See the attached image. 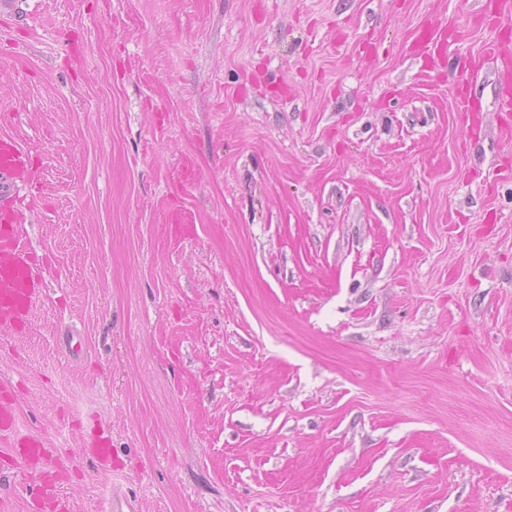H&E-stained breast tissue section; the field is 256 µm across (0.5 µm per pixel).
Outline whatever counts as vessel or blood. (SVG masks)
Instances as JSON below:
<instances>
[{"label":"vessel or blood","mask_w":512,"mask_h":512,"mask_svg":"<svg viewBox=\"0 0 512 512\" xmlns=\"http://www.w3.org/2000/svg\"><path fill=\"white\" fill-rule=\"evenodd\" d=\"M493 17L500 26L499 37L476 58L462 59L448 77L458 108L480 111L470 81L485 64H492L497 78V109L512 112V0H486L473 16L474 23ZM450 29L424 28L415 44L416 54L426 56L432 68H439L448 47ZM0 180L30 183L34 180L29 150L15 140L0 138ZM28 221L12 195L0 196V334L22 333L45 282V267L23 241V226ZM18 395L14 386L0 387V463L26 469L36 481L31 512H72L61 485L68 474L58 455L38 434L21 432L17 412ZM84 451L102 470L112 468V448L106 436L93 437Z\"/></svg>","instance_id":"b4317fda"}]
</instances>
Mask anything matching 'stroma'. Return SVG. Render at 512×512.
<instances>
[{
  "label": "stroma",
  "instance_id": "obj_1",
  "mask_svg": "<svg viewBox=\"0 0 512 512\" xmlns=\"http://www.w3.org/2000/svg\"><path fill=\"white\" fill-rule=\"evenodd\" d=\"M478 8L0 0L47 263L0 382L73 512H512V138L491 70L474 116L413 54ZM84 447L85 448H82L83 452L91 455L102 470H112V448L106 436L99 435L93 437Z\"/></svg>",
  "mask_w": 512,
  "mask_h": 512
}]
</instances>
